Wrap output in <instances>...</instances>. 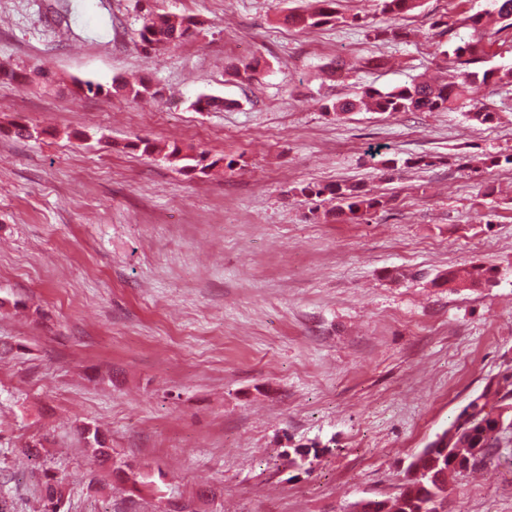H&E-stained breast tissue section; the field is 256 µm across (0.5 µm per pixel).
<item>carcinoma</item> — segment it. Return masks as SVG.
<instances>
[{
  "label": "carcinoma",
  "mask_w": 512,
  "mask_h": 512,
  "mask_svg": "<svg viewBox=\"0 0 512 512\" xmlns=\"http://www.w3.org/2000/svg\"><path fill=\"white\" fill-rule=\"evenodd\" d=\"M380 12L397 17L419 6V0H378ZM496 15L501 29H512V0H497ZM336 17V0H322V7L312 13L290 12L284 15L288 25L307 30L329 22ZM464 25L472 30L468 39L454 45L451 54L460 65L456 69L454 81L437 83L415 82L388 92L374 87L363 89L356 98L338 99L324 106L338 115L355 112L366 106L375 112H443L463 111L471 121L485 124L495 118L480 95L482 89L505 79L512 80V68L502 73L496 69H483L480 64L490 56L491 45L483 41L485 24L483 15L474 13L464 19ZM196 21L177 14L149 13L143 17L141 27L136 32L138 42L144 52L151 54L176 45L193 34ZM78 89L94 95L113 94L136 100L150 92L151 86L141 80L130 83L125 80L113 81L111 87L104 88L99 83L84 81ZM164 158L181 163V169L198 170L202 173L219 163L207 161L205 153L193 154L175 145L164 154ZM304 196L320 197L328 194L338 200L336 216L358 221L372 210L382 206V201L370 198L358 187L346 184L305 186ZM495 268L473 266L463 271H450L444 281L458 286H474L490 281ZM448 437V453L431 457L427 449L415 456V464L420 475L404 481L398 492V512H448V503L436 504L434 498L441 495L448 475L460 476L485 464L490 460L492 449L512 443V366L507 367L500 379L487 384L483 391L473 394L453 417L448 427L442 430ZM92 437L96 448L93 452L101 464H111L113 478L127 480L124 465L112 455L99 431L85 430ZM44 502V512H64L66 488L55 473L44 470V480L40 487Z\"/></svg>",
  "instance_id": "1"
}]
</instances>
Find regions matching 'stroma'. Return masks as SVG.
<instances>
[{
	"instance_id": "1",
	"label": "stroma",
	"mask_w": 512,
	"mask_h": 512,
	"mask_svg": "<svg viewBox=\"0 0 512 512\" xmlns=\"http://www.w3.org/2000/svg\"><path fill=\"white\" fill-rule=\"evenodd\" d=\"M0 0V495L41 512L43 440L65 512H348L398 491L408 463L512 364V84L494 121L325 109L452 73L462 21L495 0H422L383 17L338 0ZM197 34L145 56L147 13ZM399 29L402 39L375 37ZM260 60L258 81L234 70ZM148 78L130 101L76 91ZM224 98L198 112L199 96ZM40 128L17 138L13 127ZM147 139L218 160L187 173ZM432 164L419 167L420 156ZM396 169L386 173V160ZM382 199L335 217L307 185ZM474 265L494 281L451 288ZM99 429L163 495L131 493L83 437ZM451 512H512V446L448 481ZM216 490V498L203 491ZM322 7L312 13H295L290 12L284 15V21L288 25L307 30L321 24L329 22L332 18H336V0H322Z\"/></svg>"
}]
</instances>
